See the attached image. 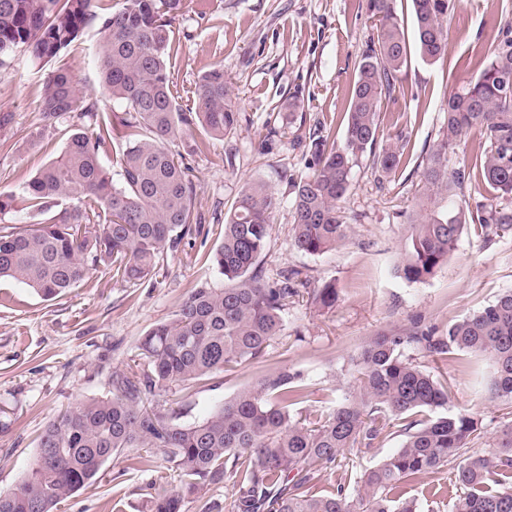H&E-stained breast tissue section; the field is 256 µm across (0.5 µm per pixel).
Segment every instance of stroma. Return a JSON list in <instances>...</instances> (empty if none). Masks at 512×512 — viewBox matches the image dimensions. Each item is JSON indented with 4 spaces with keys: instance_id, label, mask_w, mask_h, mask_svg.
I'll return each mask as SVG.
<instances>
[{
    "instance_id": "obj_1",
    "label": "stroma",
    "mask_w": 512,
    "mask_h": 512,
    "mask_svg": "<svg viewBox=\"0 0 512 512\" xmlns=\"http://www.w3.org/2000/svg\"><path fill=\"white\" fill-rule=\"evenodd\" d=\"M370 0H185L171 23V72L179 89L192 90L214 66L224 68L239 112L236 128L210 139L195 153L202 128L177 135L178 151L195 187L198 224L177 248L164 252L139 281L114 277L107 266L91 270L65 296L46 300L32 288L0 278V492L17 488L37 457L47 425L77 399L109 397L113 372L139 362L144 334L178 311L189 293L220 288L224 278L213 253L224 220L249 180L266 182L279 199L259 268L266 282L301 270L290 285L298 291L283 312V329L262 356L172 386L158 396L159 408L176 410L179 421H203L225 400L265 379L293 370L303 376L304 397L297 415L332 411L352 391V373L364 341L401 334L413 326L446 335L451 324L512 290V231L481 232L464 227L456 251L424 282L398 271L421 191V175L440 139L448 95L468 86L488 64L512 29V0H455L448 17V54L427 62L409 50L396 90L380 108V141L402 135V164L381 179L363 154L352 171L342 203L348 240L319 256L292 242L294 180L308 176L310 134L319 130L342 140L349 90L362 53L377 35ZM98 26L88 27L58 59L79 81L83 95L98 99L101 111L123 107L103 95L95 63ZM47 70L31 53L18 52L0 66V113L12 116L0 127V193H20L65 145L61 132L42 128L40 106ZM296 110H289L291 101ZM485 139L471 130L450 157V167L473 170L455 204L476 208L488 196L478 174ZM334 282L339 300L319 310L312 289ZM413 358L449 390L448 409L473 414L481 435L474 453L488 450L506 417L481 392L488 358L454 351L427 353L405 345ZM393 427L374 448L355 451L335 464L316 468L313 492L335 490L345 473H361L400 447ZM180 471L156 448H127L99 474L64 500L58 512H148L154 495L178 489ZM448 468L419 475L403 486L422 512H448L452 499Z\"/></svg>"
}]
</instances>
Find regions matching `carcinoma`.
<instances>
[{
    "label": "carcinoma",
    "instance_id": "obj_1",
    "mask_svg": "<svg viewBox=\"0 0 512 512\" xmlns=\"http://www.w3.org/2000/svg\"><path fill=\"white\" fill-rule=\"evenodd\" d=\"M94 0H0V64L26 49L48 64L97 22L96 50L103 90L123 113L108 115L98 102L77 93L73 74L47 73L40 108L45 128L74 116L82 127L70 133L62 151L41 168L21 194L0 193V214L42 212L49 204L69 206L50 221L13 231L0 227V277L14 278L46 300L69 292L99 264L118 277L141 280L156 259L190 233L195 189L186 167L170 148L182 128L200 124L224 136L239 112L224 69L216 66L179 95L168 67L170 26L184 0H123L105 16ZM396 0H370L377 38L363 52L348 102L341 144L324 135L309 140L312 173L293 182V245L322 255L345 242L350 225L341 203L359 156L388 177L401 164L397 143L377 147L380 106L395 91L407 60L404 26ZM421 56L436 61L447 52L448 16L454 0H411ZM512 38L495 46L479 77L445 102L441 138L422 172L423 192L411 221L400 272L423 282L457 248L467 220L480 229L512 230ZM474 127L487 148L481 177L490 190L476 212L441 209L462 189L466 169L448 171V155ZM118 144L114 183L100 159ZM278 199L261 180L242 187L224 221V236L213 261L222 288L193 290L174 316L154 325L138 344L147 371L112 373L111 396L79 400L58 415L38 443L36 462L14 491L0 493V512H57L58 505L91 481L112 455L126 448H159L182 472L184 491L157 495L151 512H184L185 493L232 484L233 512H420L399 495L418 475L456 463L460 489L451 512H512V420L492 448L466 454L477 436L478 419L466 411L407 424L401 446L356 478L354 494L340 483L336 492H305L314 467L369 448L392 422L448 405V388L404 356L417 343L428 353L454 350L488 355L493 361L490 392L512 414V290L448 327L439 338L430 330L403 336H375L364 342L356 363V391L328 415L296 419L290 409L302 399V375L284 371L245 389L194 425L178 423L176 411L145 405L173 384L202 379L231 364L260 356L280 335L282 312L297 291L288 282L270 285L257 270L271 231ZM332 282L315 290L321 309L336 304Z\"/></svg>",
    "mask_w": 512,
    "mask_h": 512
}]
</instances>
